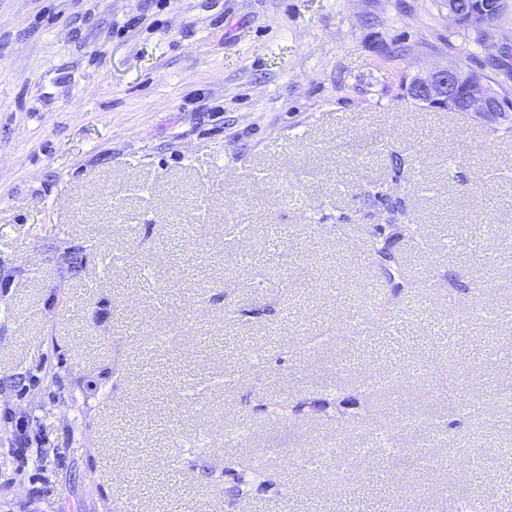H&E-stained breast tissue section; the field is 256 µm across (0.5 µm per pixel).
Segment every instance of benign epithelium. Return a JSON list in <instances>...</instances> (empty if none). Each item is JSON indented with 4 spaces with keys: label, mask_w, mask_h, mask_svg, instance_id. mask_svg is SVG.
Segmentation results:
<instances>
[{
    "label": "benign epithelium",
    "mask_w": 512,
    "mask_h": 512,
    "mask_svg": "<svg viewBox=\"0 0 512 512\" xmlns=\"http://www.w3.org/2000/svg\"><path fill=\"white\" fill-rule=\"evenodd\" d=\"M446 6L456 25L481 30L492 26L504 0H470L466 7L460 0H446ZM404 96L428 107L468 113L491 126L512 120V104L487 85L481 73L473 70L464 76L458 66L414 75L405 83Z\"/></svg>",
    "instance_id": "benign-epithelium-1"
}]
</instances>
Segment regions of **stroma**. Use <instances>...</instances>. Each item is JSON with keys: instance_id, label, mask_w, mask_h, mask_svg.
Instances as JSON below:
<instances>
[{"instance_id": "obj_1", "label": "stroma", "mask_w": 512, "mask_h": 512, "mask_svg": "<svg viewBox=\"0 0 512 512\" xmlns=\"http://www.w3.org/2000/svg\"><path fill=\"white\" fill-rule=\"evenodd\" d=\"M455 64L512 100V9L0 0V512H512V405L458 408L512 388V133L402 91ZM462 0H446L448 17L457 26H465L471 29L481 30L492 26V20L502 11L503 0H470L464 7ZM464 4L466 1H462ZM232 472L233 481L231 485L224 487V496L229 501L233 502L246 495L249 488L254 485L265 488L275 487V484L267 479L266 471L261 468L242 465L239 471L233 470Z\"/></svg>"}]
</instances>
